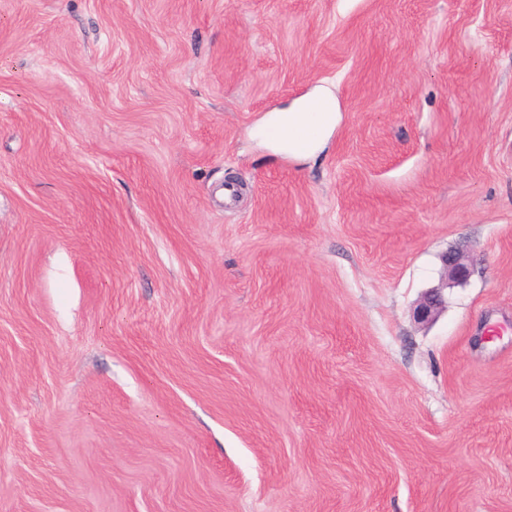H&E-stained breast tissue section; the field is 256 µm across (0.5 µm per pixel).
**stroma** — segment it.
Wrapping results in <instances>:
<instances>
[{"mask_svg":"<svg viewBox=\"0 0 512 512\" xmlns=\"http://www.w3.org/2000/svg\"><path fill=\"white\" fill-rule=\"evenodd\" d=\"M0 512H512V0H0ZM340 119L336 101L327 95H314L299 101L288 112L271 116L269 130L283 125L284 140H278L280 147L294 155H309L319 147L323 131L335 126ZM444 282L441 286L429 288L417 302L413 318L418 323H431L448 304L443 290L448 284H455L466 280L472 271V265L458 253H447L442 257Z\"/></svg>","mask_w":512,"mask_h":512,"instance_id":"stroma-1","label":"stroma"}]
</instances>
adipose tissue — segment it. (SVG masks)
Wrapping results in <instances>:
<instances>
[{"mask_svg":"<svg viewBox=\"0 0 512 512\" xmlns=\"http://www.w3.org/2000/svg\"><path fill=\"white\" fill-rule=\"evenodd\" d=\"M340 119L335 100L327 95H314L299 101L291 110L271 116L272 125L283 126L284 151L309 155L319 147L323 131L335 126Z\"/></svg>","mask_w":512,"mask_h":512,"instance_id":"adipose-tissue-1","label":"adipose tissue"}]
</instances>
